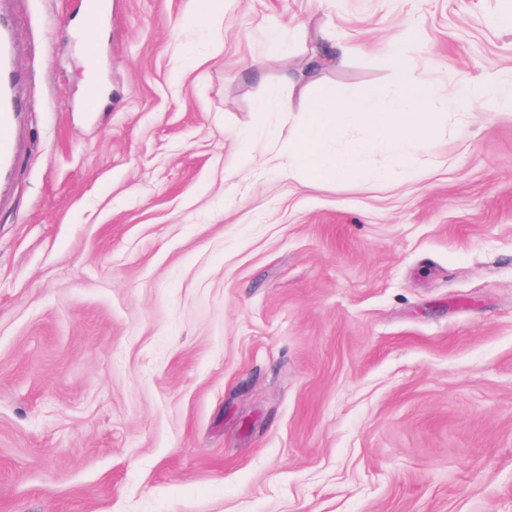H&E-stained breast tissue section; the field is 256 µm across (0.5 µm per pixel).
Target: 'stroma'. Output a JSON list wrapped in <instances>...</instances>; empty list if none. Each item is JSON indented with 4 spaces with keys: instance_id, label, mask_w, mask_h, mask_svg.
I'll use <instances>...</instances> for the list:
<instances>
[{
    "instance_id": "obj_1",
    "label": "stroma",
    "mask_w": 512,
    "mask_h": 512,
    "mask_svg": "<svg viewBox=\"0 0 512 512\" xmlns=\"http://www.w3.org/2000/svg\"><path fill=\"white\" fill-rule=\"evenodd\" d=\"M193 2L90 34L7 0L0 512H512V115L440 110L401 184L241 171L320 24L351 51L318 80L389 97L410 28L434 85L512 79V0ZM13 52L8 22L0 17V172L4 183L14 171L22 129V111L16 91L19 76L12 65Z\"/></svg>"
}]
</instances>
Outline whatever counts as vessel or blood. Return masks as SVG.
<instances>
[{
    "label": "vessel or blood",
    "mask_w": 512,
    "mask_h": 512,
    "mask_svg": "<svg viewBox=\"0 0 512 512\" xmlns=\"http://www.w3.org/2000/svg\"><path fill=\"white\" fill-rule=\"evenodd\" d=\"M112 23L107 0H83L81 26L99 30ZM13 44L9 25L0 17V179L9 180L19 154L22 111L17 96L19 76L12 64Z\"/></svg>",
    "instance_id": "1"
}]
</instances>
